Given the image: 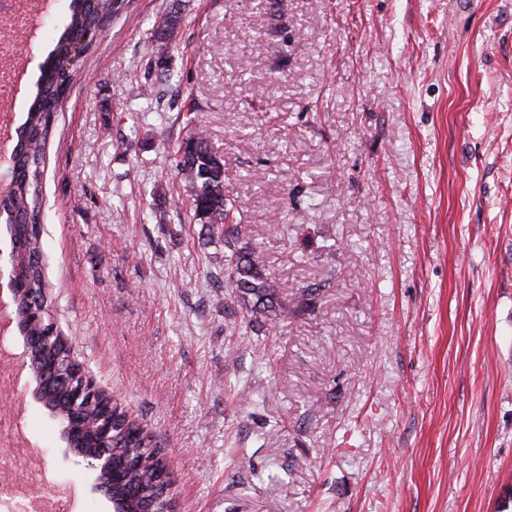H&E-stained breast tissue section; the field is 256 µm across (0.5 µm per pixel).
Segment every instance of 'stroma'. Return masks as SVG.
I'll return each mask as SVG.
<instances>
[{
  "mask_svg": "<svg viewBox=\"0 0 512 512\" xmlns=\"http://www.w3.org/2000/svg\"><path fill=\"white\" fill-rule=\"evenodd\" d=\"M70 3L16 47L11 128ZM191 127L285 301L319 290L270 335L227 329L224 244L169 155ZM42 186L54 319L164 450L174 512H512V0H132ZM8 374L17 467L65 512H113Z\"/></svg>",
  "mask_w": 512,
  "mask_h": 512,
  "instance_id": "obj_1",
  "label": "stroma"
}]
</instances>
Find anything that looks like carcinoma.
Segmentation results:
<instances>
[{"mask_svg":"<svg viewBox=\"0 0 512 512\" xmlns=\"http://www.w3.org/2000/svg\"><path fill=\"white\" fill-rule=\"evenodd\" d=\"M129 4L130 0H73L70 23L42 66L27 121L14 146L12 193L0 201V209L11 216L8 228L16 250L13 278L18 287L26 289L16 310L17 324L24 336H41L46 330V324L29 316L31 309H40L30 305L29 294L47 301L42 270L43 164L55 114L77 74V43L86 32L105 29ZM180 21L179 11L169 12L154 29L155 41L168 40ZM175 155L179 157L178 173L189 187L193 223L200 225L208 238L223 241L228 250L224 255V298L240 310L242 320L257 334L288 319V314L296 312L304 301H298L294 308L283 304L282 284L269 277L263 254L235 224L233 207L224 190V163L195 129L182 139ZM69 354L70 348L55 340L32 349L29 360L33 376L42 378L44 367L64 361ZM83 412L80 451H107L114 458L130 455L138 461L137 466L118 471L114 478L99 476L109 497L119 499L123 512H141L143 501L151 498L158 500V507H165L168 493L157 478L168 464L147 427L116 402L112 412L106 413L101 397L85 401Z\"/></svg>","mask_w":512,"mask_h":512,"instance_id":"obj_1","label":"carcinoma"}]
</instances>
